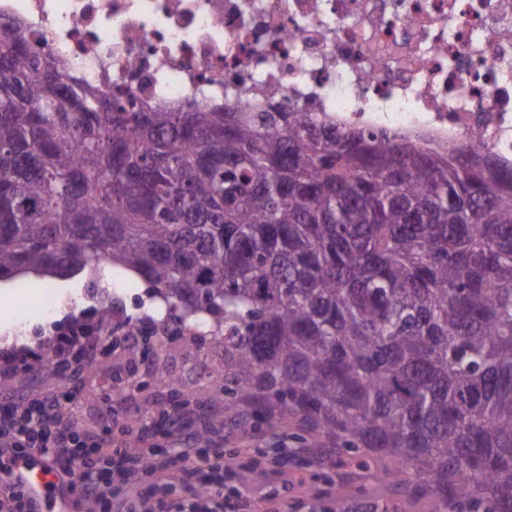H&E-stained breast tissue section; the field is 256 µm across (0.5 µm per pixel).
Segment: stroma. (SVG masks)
<instances>
[{"instance_id":"35a3bbf8","label":"stroma","mask_w":512,"mask_h":512,"mask_svg":"<svg viewBox=\"0 0 512 512\" xmlns=\"http://www.w3.org/2000/svg\"><path fill=\"white\" fill-rule=\"evenodd\" d=\"M45 281V276L32 273L0 281V352L33 350L41 339L72 322L93 327L102 316H109L115 335L123 337L124 344L107 360L96 362L72 402L85 425L100 424L105 396L119 374L136 386L139 407L150 408L152 413L168 408L175 396L214 416L224 426L225 452L236 451L242 434L251 435L250 459L258 468H265L268 449L292 450L288 479L275 476L263 484H241L251 512H262L263 497L269 490L287 499L290 512H342L350 504L357 512H427L423 500L409 498L396 485L378 481V464L363 465L350 453L335 449L315 459L297 453L298 443L289 438L287 428L256 423L247 413L226 420L223 405L203 396L211 371L224 365L222 347L200 345L194 331L188 329L144 336L140 331L143 321L165 322L166 311L136 273L120 267L99 272L88 267L72 288H49ZM332 484L342 485V492L330 493Z\"/></svg>"}]
</instances>
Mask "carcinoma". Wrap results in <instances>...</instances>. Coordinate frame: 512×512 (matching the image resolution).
<instances>
[{"mask_svg": "<svg viewBox=\"0 0 512 512\" xmlns=\"http://www.w3.org/2000/svg\"><path fill=\"white\" fill-rule=\"evenodd\" d=\"M101 262L224 335L207 391L429 512H512V165L314 112L104 97L0 23V278Z\"/></svg>", "mask_w": 512, "mask_h": 512, "instance_id": "1", "label": "carcinoma"}]
</instances>
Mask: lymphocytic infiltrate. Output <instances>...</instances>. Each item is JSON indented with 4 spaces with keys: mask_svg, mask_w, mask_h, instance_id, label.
Segmentation results:
<instances>
[{
    "mask_svg": "<svg viewBox=\"0 0 512 512\" xmlns=\"http://www.w3.org/2000/svg\"><path fill=\"white\" fill-rule=\"evenodd\" d=\"M97 329L68 328L48 337L44 353L13 358V365L30 369L41 363L57 369L66 362L80 361L92 368ZM123 377H115L107 397L109 406L103 424L82 427L64 410L56 389L43 388L17 401L0 404V512H36L24 487L12 476L16 461L29 451L40 452L45 468L69 477L74 512H240V492L233 481L247 469L252 442L240 439L238 452L222 451L224 429L208 416L192 410L174 412L171 422L178 433L175 453L158 452L157 441L165 430L155 428L142 416L136 446L115 444L114 433L124 432L130 412L124 395ZM207 433L217 450L204 457L205 470L186 468V460L199 456V435Z\"/></svg>",
    "mask_w": 512,
    "mask_h": 512,
    "instance_id": "lymphocytic-infiltrate-1",
    "label": "lymphocytic infiltrate"
}]
</instances>
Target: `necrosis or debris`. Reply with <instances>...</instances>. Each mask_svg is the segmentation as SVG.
<instances>
[{"label":"necrosis or debris","instance_id":"4bbe7bcc","mask_svg":"<svg viewBox=\"0 0 512 512\" xmlns=\"http://www.w3.org/2000/svg\"><path fill=\"white\" fill-rule=\"evenodd\" d=\"M0 20L107 95L317 112L512 164V0H0Z\"/></svg>","mask_w":512,"mask_h":512}]
</instances>
